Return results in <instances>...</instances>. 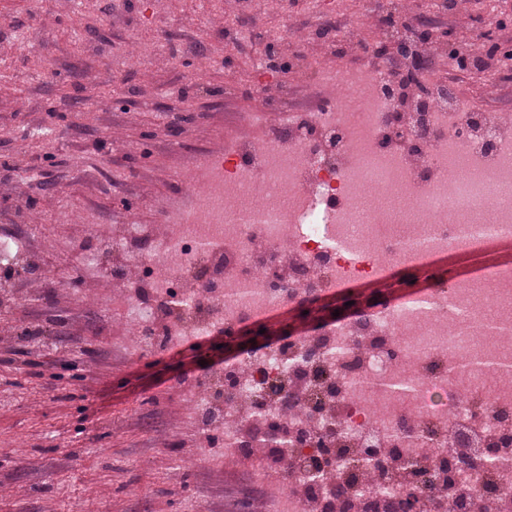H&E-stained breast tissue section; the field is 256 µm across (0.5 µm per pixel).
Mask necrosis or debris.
Wrapping results in <instances>:
<instances>
[{
    "mask_svg": "<svg viewBox=\"0 0 512 512\" xmlns=\"http://www.w3.org/2000/svg\"><path fill=\"white\" fill-rule=\"evenodd\" d=\"M320 108L242 131L187 175L189 210L113 241L110 287L137 308L134 350L234 328H271L239 357L232 387L215 372L193 404L224 430V453L278 480L267 512H374L383 490L416 512H512V264L437 281L435 259L512 240V114L470 112L432 87L422 112L395 115L375 68L316 75ZM435 279L422 299L396 268ZM177 295L179 309L161 306ZM354 298L332 317L322 300ZM303 314L295 334L276 312ZM276 418L288 439L245 448ZM503 462L485 469L483 447ZM336 466L310 480L322 447ZM377 449L384 471L358 466Z\"/></svg>",
    "mask_w": 512,
    "mask_h": 512,
    "instance_id": "necrosis-or-debris-1",
    "label": "necrosis or debris"
}]
</instances>
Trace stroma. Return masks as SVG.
Listing matches in <instances>:
<instances>
[{
  "label": "stroma",
  "instance_id": "1",
  "mask_svg": "<svg viewBox=\"0 0 512 512\" xmlns=\"http://www.w3.org/2000/svg\"><path fill=\"white\" fill-rule=\"evenodd\" d=\"M505 13L512 0H483L431 39L480 45ZM381 15L367 0H0V234L30 265L0 278V512L267 499L189 403L209 367L186 345L133 355L139 313L113 309L110 265L86 271L85 227L162 224L244 115L310 101L318 69L375 62Z\"/></svg>",
  "mask_w": 512,
  "mask_h": 512
}]
</instances>
